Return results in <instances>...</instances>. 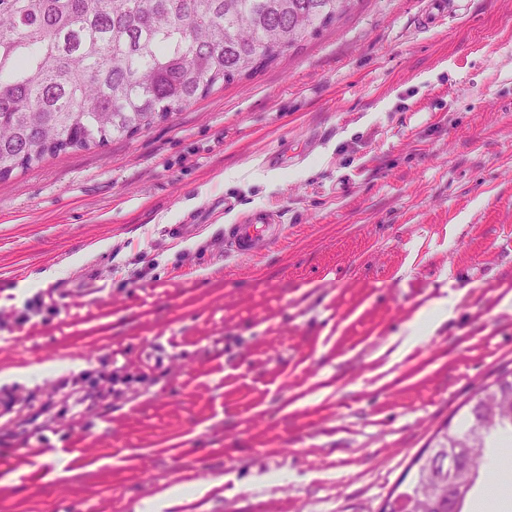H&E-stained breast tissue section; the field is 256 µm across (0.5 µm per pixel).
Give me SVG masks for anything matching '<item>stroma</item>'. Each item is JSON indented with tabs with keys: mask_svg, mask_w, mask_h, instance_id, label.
Listing matches in <instances>:
<instances>
[{
	"mask_svg": "<svg viewBox=\"0 0 512 512\" xmlns=\"http://www.w3.org/2000/svg\"><path fill=\"white\" fill-rule=\"evenodd\" d=\"M433 4L357 0L169 120L0 180V371L82 364L0 384V512L177 485L164 512H380L512 370V0ZM261 209L280 235L225 251ZM452 305L448 298L432 300L421 308L405 327L403 346H414L431 336L438 324L451 314ZM81 364L69 360H58L45 364L42 368L12 369L0 375V382L29 381L36 376L39 380L45 376H56L68 370H79Z\"/></svg>",
	"mask_w": 512,
	"mask_h": 512,
	"instance_id": "obj_1",
	"label": "stroma"
}]
</instances>
